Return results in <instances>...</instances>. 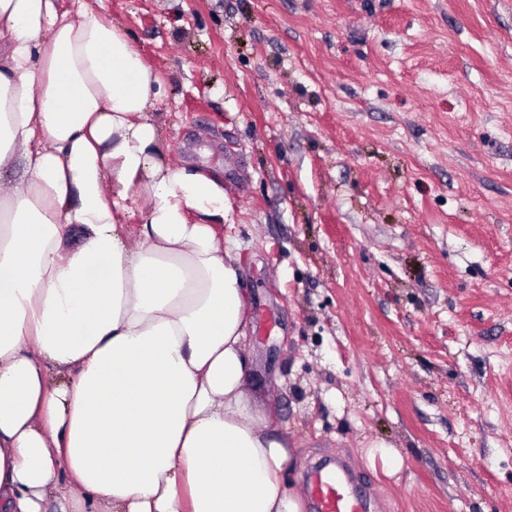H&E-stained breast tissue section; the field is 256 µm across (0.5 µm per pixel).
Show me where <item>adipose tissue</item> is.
Here are the masks:
<instances>
[{
    "mask_svg": "<svg viewBox=\"0 0 512 512\" xmlns=\"http://www.w3.org/2000/svg\"><path fill=\"white\" fill-rule=\"evenodd\" d=\"M161 90L86 0H0V512H302L224 181L166 159Z\"/></svg>",
    "mask_w": 512,
    "mask_h": 512,
    "instance_id": "1",
    "label": "adipose tissue"
}]
</instances>
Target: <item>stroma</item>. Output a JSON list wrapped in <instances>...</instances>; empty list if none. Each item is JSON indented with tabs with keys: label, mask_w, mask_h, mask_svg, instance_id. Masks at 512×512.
Listing matches in <instances>:
<instances>
[{
	"label": "stroma",
	"mask_w": 512,
	"mask_h": 512,
	"mask_svg": "<svg viewBox=\"0 0 512 512\" xmlns=\"http://www.w3.org/2000/svg\"><path fill=\"white\" fill-rule=\"evenodd\" d=\"M87 3L168 160L224 179L290 486L337 460L371 512H512V0Z\"/></svg>",
	"instance_id": "obj_1"
}]
</instances>
